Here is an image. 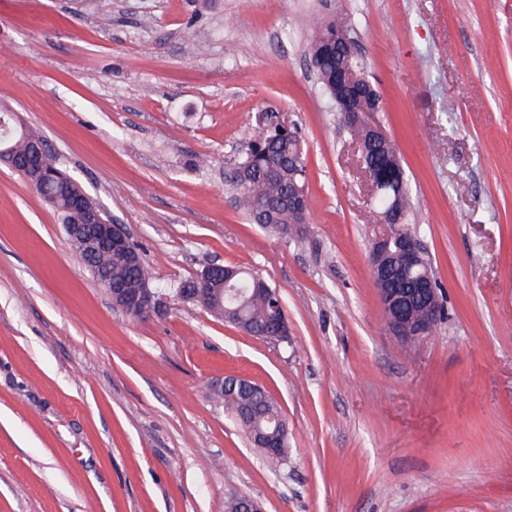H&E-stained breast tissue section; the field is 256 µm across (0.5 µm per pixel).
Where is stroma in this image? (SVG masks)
<instances>
[{"instance_id":"35a3bbf8","label":"stroma","mask_w":512,"mask_h":512,"mask_svg":"<svg viewBox=\"0 0 512 512\" xmlns=\"http://www.w3.org/2000/svg\"><path fill=\"white\" fill-rule=\"evenodd\" d=\"M348 31L401 151L444 317L405 342L370 265L359 154L308 63ZM0 103L117 223L158 306L117 309L58 213L0 165V512H512V0H0ZM300 127L308 221L227 180L259 114ZM217 263L281 293L289 339L171 291ZM262 385L271 464L212 396Z\"/></svg>"}]
</instances>
